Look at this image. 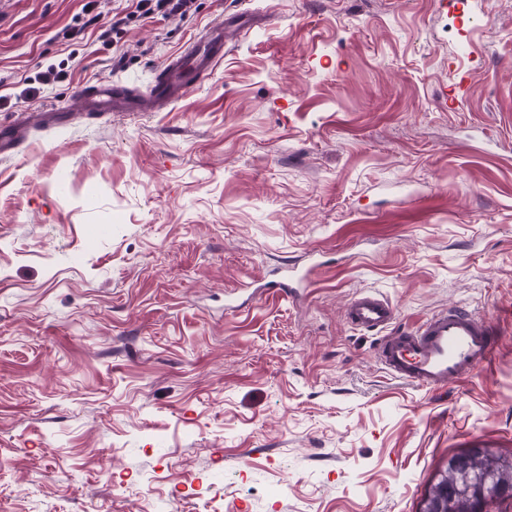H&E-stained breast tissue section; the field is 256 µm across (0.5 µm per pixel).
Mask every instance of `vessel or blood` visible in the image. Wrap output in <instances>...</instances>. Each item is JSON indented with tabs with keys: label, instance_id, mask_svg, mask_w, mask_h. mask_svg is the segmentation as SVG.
<instances>
[{
	"label": "vessel or blood",
	"instance_id": "b4317fda",
	"mask_svg": "<svg viewBox=\"0 0 512 512\" xmlns=\"http://www.w3.org/2000/svg\"><path fill=\"white\" fill-rule=\"evenodd\" d=\"M223 56L224 27L218 24L158 69L150 96H140L120 82H102L85 94V110L91 115L141 112L157 104L174 103L181 92L207 79ZM394 319L391 303L369 293L355 297L346 312L352 326L380 332L377 359L393 378L403 382L439 389L468 378L488 365L497 352L493 327L463 309L432 315L409 333L391 331Z\"/></svg>",
	"mask_w": 512,
	"mask_h": 512
}]
</instances>
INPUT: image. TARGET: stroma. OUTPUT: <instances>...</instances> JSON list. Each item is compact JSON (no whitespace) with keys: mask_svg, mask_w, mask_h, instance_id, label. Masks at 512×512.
<instances>
[{"mask_svg":"<svg viewBox=\"0 0 512 512\" xmlns=\"http://www.w3.org/2000/svg\"><path fill=\"white\" fill-rule=\"evenodd\" d=\"M136 3L0 0V124L29 121L0 156V512H420L451 456L512 453V0ZM231 14L179 101L83 112ZM366 292L399 330L488 316L494 362L392 378L345 319ZM189 0H139L142 8L149 6L142 12V16H148L155 12L162 13L163 16H170L176 13H182ZM154 5H151L153 4Z\"/></svg>","mask_w":512,"mask_h":512,"instance_id":"obj_1","label":"stroma"}]
</instances>
